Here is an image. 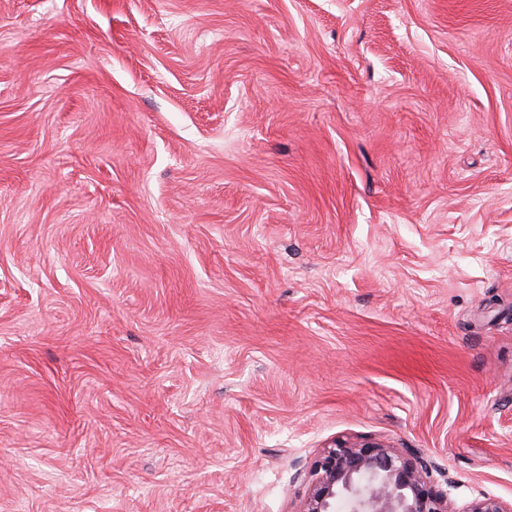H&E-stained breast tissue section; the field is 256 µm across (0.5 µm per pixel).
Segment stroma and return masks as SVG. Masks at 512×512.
<instances>
[{
    "label": "stroma",
    "instance_id": "stroma-1",
    "mask_svg": "<svg viewBox=\"0 0 512 512\" xmlns=\"http://www.w3.org/2000/svg\"><path fill=\"white\" fill-rule=\"evenodd\" d=\"M342 438L512 501V0H0V512Z\"/></svg>",
    "mask_w": 512,
    "mask_h": 512
}]
</instances>
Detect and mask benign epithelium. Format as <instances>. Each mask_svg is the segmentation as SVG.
<instances>
[{
  "label": "benign epithelium",
  "mask_w": 512,
  "mask_h": 512,
  "mask_svg": "<svg viewBox=\"0 0 512 512\" xmlns=\"http://www.w3.org/2000/svg\"><path fill=\"white\" fill-rule=\"evenodd\" d=\"M435 467L423 455L380 442L337 440L322 449L308 472L299 512H332L340 493L350 512H512V502L479 494L459 508L454 482L440 487Z\"/></svg>",
  "instance_id": "obj_1"
}]
</instances>
